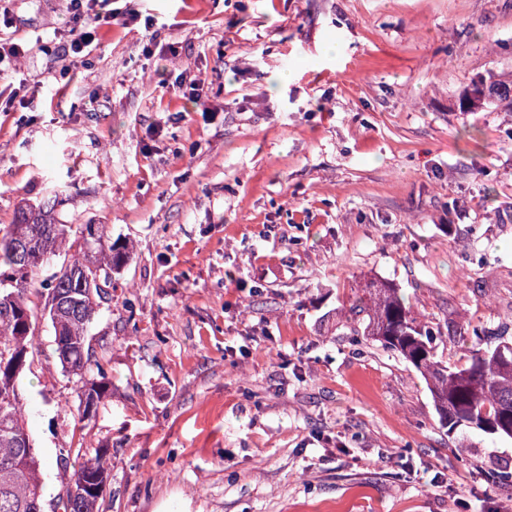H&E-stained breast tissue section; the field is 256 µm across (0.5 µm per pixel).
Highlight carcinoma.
Listing matches in <instances>:
<instances>
[{
    "label": "carcinoma",
    "instance_id": "cac0c4a2",
    "mask_svg": "<svg viewBox=\"0 0 512 512\" xmlns=\"http://www.w3.org/2000/svg\"><path fill=\"white\" fill-rule=\"evenodd\" d=\"M59 190L33 207L21 206L12 224L0 225V512H45L43 472L47 462L33 447L20 399L22 376L33 356L39 319L51 322L55 357L81 383L78 415L85 418L109 392L104 365L93 358L88 333L102 301L98 288L84 286L73 272L92 264L112 287V275L129 262L132 248L104 237L101 229L86 239L84 225L64 224L55 217ZM24 242L37 261L23 265L12 244ZM63 253L70 260L50 274L46 267ZM346 323L358 336L397 353L425 378L442 427L461 428L512 438L509 427L496 426L512 415V350L509 362L485 345V332L471 327L463 361L449 363L437 353V336L420 320L413 303L393 284L370 280L349 306ZM106 459L86 458L74 470L61 512H98L108 481Z\"/></svg>",
    "mask_w": 512,
    "mask_h": 512
}]
</instances>
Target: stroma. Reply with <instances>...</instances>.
Masks as SVG:
<instances>
[{"instance_id": "obj_1", "label": "stroma", "mask_w": 512, "mask_h": 512, "mask_svg": "<svg viewBox=\"0 0 512 512\" xmlns=\"http://www.w3.org/2000/svg\"><path fill=\"white\" fill-rule=\"evenodd\" d=\"M88 66L66 0H10L0 224L66 197L133 245L89 331L112 387L79 418L48 322L21 400L54 507L103 454L99 512H512V439L447 434L424 379L344 326L400 288L448 362L512 340V0H112ZM335 54H325L326 45ZM196 83L194 103L183 85ZM27 51L21 43L2 42L0 40V80L7 81L12 78L16 62L25 56Z\"/></svg>"}]
</instances>
